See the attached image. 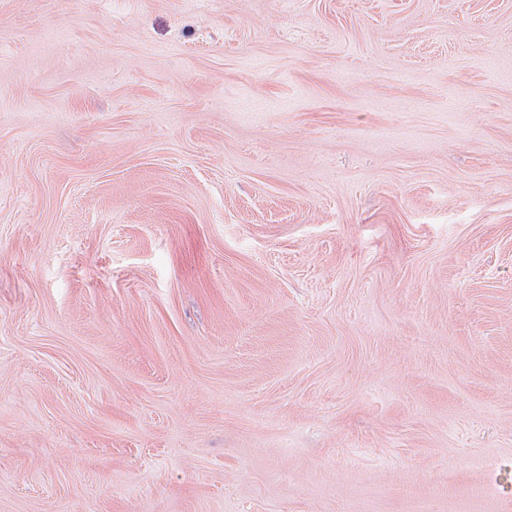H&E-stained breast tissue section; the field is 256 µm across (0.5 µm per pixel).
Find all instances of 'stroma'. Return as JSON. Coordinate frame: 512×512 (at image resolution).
<instances>
[{"mask_svg": "<svg viewBox=\"0 0 512 512\" xmlns=\"http://www.w3.org/2000/svg\"><path fill=\"white\" fill-rule=\"evenodd\" d=\"M0 512H512V0H0Z\"/></svg>", "mask_w": 512, "mask_h": 512, "instance_id": "1", "label": "stroma"}]
</instances>
